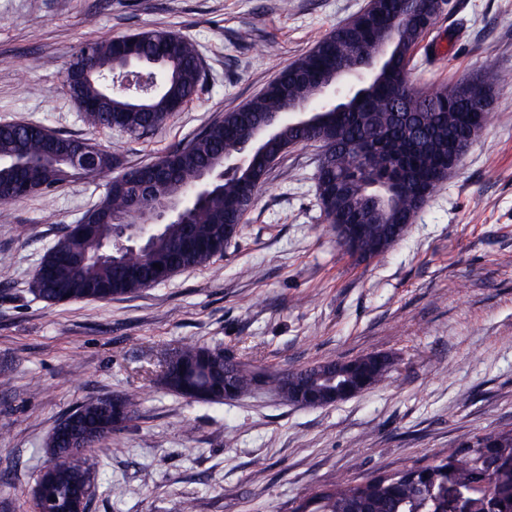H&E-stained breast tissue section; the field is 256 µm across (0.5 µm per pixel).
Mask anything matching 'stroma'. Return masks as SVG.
Here are the masks:
<instances>
[{"label": "stroma", "mask_w": 512, "mask_h": 512, "mask_svg": "<svg viewBox=\"0 0 512 512\" xmlns=\"http://www.w3.org/2000/svg\"><path fill=\"white\" fill-rule=\"evenodd\" d=\"M368 0H0V122L88 139L121 168L155 162L245 105ZM142 29L197 47V97L156 130H93L66 90L77 48ZM486 71L488 121L404 237L368 261L324 221L319 147L270 171L240 234L205 267L112 301L50 305L31 283L46 249L97 203L107 177L69 171L51 201L0 207V506L31 512L57 422L82 402L138 401L99 448L105 484L87 512H294L343 479L404 470L472 437L512 429V0H451L413 56L420 90ZM186 341L281 372L386 353V381L324 407L259 387L221 405L188 403L154 379Z\"/></svg>", "instance_id": "stroma-1"}]
</instances>
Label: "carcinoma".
<instances>
[{"label": "carcinoma", "mask_w": 512, "mask_h": 512, "mask_svg": "<svg viewBox=\"0 0 512 512\" xmlns=\"http://www.w3.org/2000/svg\"><path fill=\"white\" fill-rule=\"evenodd\" d=\"M431 24L399 8V0H371L365 9L336 27L307 54L281 70L262 93L239 110L224 114L187 145L177 148L176 171L161 183L137 181L115 185L99 206L118 211L143 206L157 195L184 198L186 191L209 171L217 176L203 202L186 214L185 223H170L149 240L145 254L128 252L120 262L95 259L99 246L112 240L111 224H88L80 234L66 231L40 259L33 292L49 304L84 300L107 301L129 297L159 283L160 270L172 277L201 267L224 253L240 232L254 203L245 199L289 149L319 142L329 157L316 173L318 197L336 195V205L323 207L330 224H349L351 254H381L406 234L420 206L447 174L438 173L448 158L462 153L484 128L493 86L508 76L491 74L463 78L427 93L404 82L414 51ZM391 44L386 63L374 78L340 106L320 109L322 122L314 128H284L269 141L265 152L248 157L232 172L225 160L241 153L254 126L275 113L309 105L317 86L336 83L341 64L356 66L384 44ZM132 45L143 56L167 58L164 92L151 101V110L138 112L119 96L107 97L98 77L121 70ZM93 71L92 80L76 82V96L94 104L81 113L87 127L97 130L121 125L129 134L146 133L166 121L171 104L186 103L201 85L198 50L187 38L171 32L141 31L82 45L70 68ZM470 85L469 96L460 93ZM44 126L0 123V154L36 155L43 148ZM38 165H0V185L24 182L49 194L65 180ZM81 256L74 264L60 250ZM161 268L153 267V264ZM392 359L371 353L350 360L331 359L296 371L271 373L264 385L288 398L293 387L313 390L322 405L336 396V374L351 388L370 389L387 378ZM257 370L224 353L219 347L185 343L164 354L158 379L169 391L191 401L222 403L251 394ZM104 397L80 406L74 419L56 424L46 448L51 466L38 478L69 494L70 502L87 509L101 472L95 449L126 427L136 414L130 395ZM463 497L466 512H512V430L478 435L466 447L427 464L413 465L393 475H374L358 483H338L312 492L295 512H448V485Z\"/></svg>", "instance_id": "1"}]
</instances>
